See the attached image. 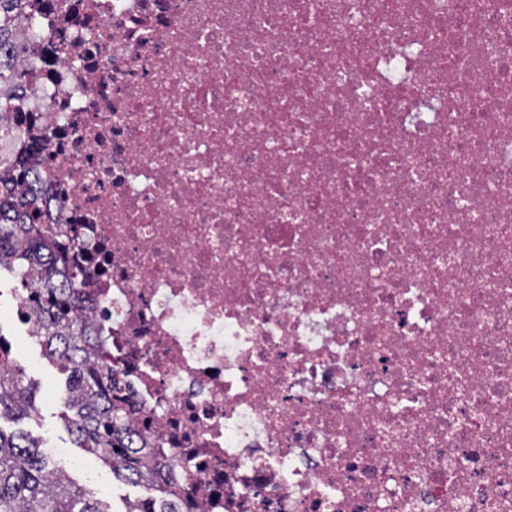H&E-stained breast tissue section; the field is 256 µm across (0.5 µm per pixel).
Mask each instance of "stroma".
<instances>
[{"label": "stroma", "instance_id": "stroma-1", "mask_svg": "<svg viewBox=\"0 0 512 512\" xmlns=\"http://www.w3.org/2000/svg\"><path fill=\"white\" fill-rule=\"evenodd\" d=\"M0 333L13 336L17 347L12 354L15 365L23 369L26 382L36 391L37 410L30 417L0 418V430L23 431L41 444L54 448L51 456L55 468L65 471L78 486L94 498L109 504L111 512H124L128 501L145 497L144 487L124 482L94 454L77 447L61 417L63 407L57 394L63 393L67 375L46 357L38 339L26 335L12 320L0 318Z\"/></svg>", "mask_w": 512, "mask_h": 512}]
</instances>
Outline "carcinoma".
Listing matches in <instances>:
<instances>
[{"instance_id": "carcinoma-1", "label": "carcinoma", "mask_w": 512, "mask_h": 512, "mask_svg": "<svg viewBox=\"0 0 512 512\" xmlns=\"http://www.w3.org/2000/svg\"><path fill=\"white\" fill-rule=\"evenodd\" d=\"M26 0H0V113L24 90L25 73L13 64L21 52L15 29ZM26 190L0 197V269L16 273L25 297L42 324L39 340L47 355L69 373L65 422L81 448L97 454L118 478L143 484L152 495L129 512H151L148 505L181 493L175 464L150 439L130 427L129 399L111 364L91 349L92 336L79 319L86 271L70 263L52 224H39L42 177L21 169L13 182ZM36 391L23 371L0 361V413L28 416ZM0 512H108L103 503L56 474L41 444L23 432L0 429Z\"/></svg>"}]
</instances>
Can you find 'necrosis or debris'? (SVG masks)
<instances>
[{
  "instance_id": "necrosis-or-debris-1",
  "label": "necrosis or debris",
  "mask_w": 512,
  "mask_h": 512,
  "mask_svg": "<svg viewBox=\"0 0 512 512\" xmlns=\"http://www.w3.org/2000/svg\"><path fill=\"white\" fill-rule=\"evenodd\" d=\"M438 2L27 0L0 161L174 512H512V0Z\"/></svg>"
}]
</instances>
